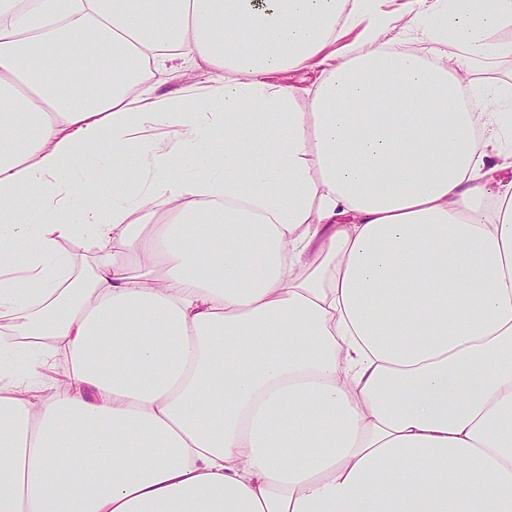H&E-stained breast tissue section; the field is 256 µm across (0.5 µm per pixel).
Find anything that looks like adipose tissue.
Returning <instances> with one entry per match:
<instances>
[{
	"mask_svg": "<svg viewBox=\"0 0 512 512\" xmlns=\"http://www.w3.org/2000/svg\"><path fill=\"white\" fill-rule=\"evenodd\" d=\"M408 6L454 52L379 0H0V512H512V0ZM211 76L213 75L197 68L192 63H184L169 73H164L160 76L157 92L175 93L184 87L201 84Z\"/></svg>",
	"mask_w": 512,
	"mask_h": 512,
	"instance_id": "1",
	"label": "adipose tissue"
}]
</instances>
